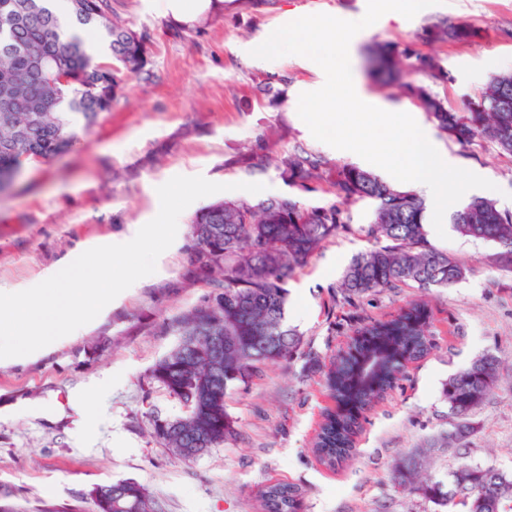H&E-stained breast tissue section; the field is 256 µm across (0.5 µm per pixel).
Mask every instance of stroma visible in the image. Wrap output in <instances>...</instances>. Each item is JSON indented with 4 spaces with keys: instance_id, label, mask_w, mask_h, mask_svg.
<instances>
[{
    "instance_id": "35a3bbf8",
    "label": "stroma",
    "mask_w": 512,
    "mask_h": 512,
    "mask_svg": "<svg viewBox=\"0 0 512 512\" xmlns=\"http://www.w3.org/2000/svg\"><path fill=\"white\" fill-rule=\"evenodd\" d=\"M202 23L176 27L153 0H110L112 15L150 37L151 76L126 78L125 95L67 153L23 166L24 177L0 194V282L26 284L45 268L76 252L81 243L109 244L130 225L152 220L160 208L157 189L177 175L232 185L229 197L249 199L241 182L283 185L276 162L249 173L238 155L267 133L275 154L303 146L337 164L358 165L350 151L325 152L299 125L292 95L314 73L299 58L282 57L275 70L248 66L243 50L289 12L356 16L366 0H234ZM470 23L475 36L422 43L430 24ZM385 44L412 45L432 55L444 82L417 81L459 108L477 98L491 78L512 71V0H444L410 20L379 21L362 33L354 56L366 91L407 112L421 111L367 72L370 53ZM272 82L276 97L258 92ZM461 168L483 171L495 185L487 196L512 213V156L489 142L464 148L437 132ZM349 228L324 243L288 279L286 318L302 336L293 358L264 366L259 377L226 397L234 435L224 446L185 461L153 434V417L177 418L183 404L151 378L155 363L179 342L171 327L207 295L186 278L189 226L177 230L180 245L161 254L158 273L128 289L98 317L92 329L31 364L0 366V408L23 413L0 418V497L34 512L45 504L94 512L88 496L97 484L134 479L144 484L161 512H261L268 484L294 485L300 512H432L393 479L398 460L449 428L443 386L453 374L490 353L499 382L473 417L466 447L449 445L428 459L427 476L444 479L460 464L480 463L512 472V273L490 260L493 244L465 238L445 224L447 238L427 234L432 247L448 252L466 273L449 288L401 285L344 304L340 283L357 254L373 246L361 231L373 217L369 201L347 203ZM431 313L434 345L413 363L399 387L368 413L356 441L357 454L328 468L312 446L327 412L336 408L326 388L331 357L346 350L360 323L384 319L409 302ZM90 389L91 412L71 410Z\"/></svg>"
}]
</instances>
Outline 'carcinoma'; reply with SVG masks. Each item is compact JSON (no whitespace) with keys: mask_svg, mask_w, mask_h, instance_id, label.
<instances>
[{"mask_svg":"<svg viewBox=\"0 0 512 512\" xmlns=\"http://www.w3.org/2000/svg\"><path fill=\"white\" fill-rule=\"evenodd\" d=\"M50 0H0V98L23 101L27 112L0 111V174L21 167L24 159H47L78 140L75 118L88 130L122 96L128 75H151L148 36L112 19L108 0H69V14L83 27L100 31L110 58L96 60L85 42L67 35ZM476 31L465 23L433 25L422 36L432 41L466 42ZM8 52H3V49ZM374 72L395 81L402 94L417 99L438 127L463 147L488 140L512 155V73L492 77L476 101L459 110L401 69L444 80L438 62L418 51L392 44L375 51ZM274 136L261 137L238 156L252 173L265 168ZM277 168L288 185L305 191L322 187L345 201L368 199L374 220L365 236L389 244L356 255L342 279L347 304L365 294L398 284L423 290L449 288L464 277L463 267L445 251L426 244L425 201L373 173L350 164L333 165L298 147L280 157ZM239 217L224 216V201L195 212L187 246V275L218 292L176 320L181 337L224 336L220 347L188 351L177 345L151 370L152 379L186 408L173 429L154 416V436L169 450L198 448L206 453L224 445L233 428L224 405L228 391L248 383L261 366L290 359L302 337L286 324V281L322 243L346 228L349 217L336 203L310 206L293 195L269 197L257 204L237 201ZM455 231L497 246L494 261L512 271V213L489 199H475L452 216ZM428 312L412 304L386 320L359 327L352 339L355 355L334 359L327 385L338 410L326 416L314 452L332 466L354 451L359 417L397 382L396 369L416 362L433 348ZM496 359L484 354L448 378L443 395L455 420L452 440L463 444L472 432L471 417L497 385ZM436 448H418L394 471L395 483L436 507L460 499L465 512H507L512 504V472L493 466L464 464L448 481L418 479L424 457ZM96 512H156L147 487L121 480L92 487ZM263 512H300L295 486L276 483L261 494Z\"/></svg>","mask_w":512,"mask_h":512,"instance_id":"1","label":"carcinoma"}]
</instances>
